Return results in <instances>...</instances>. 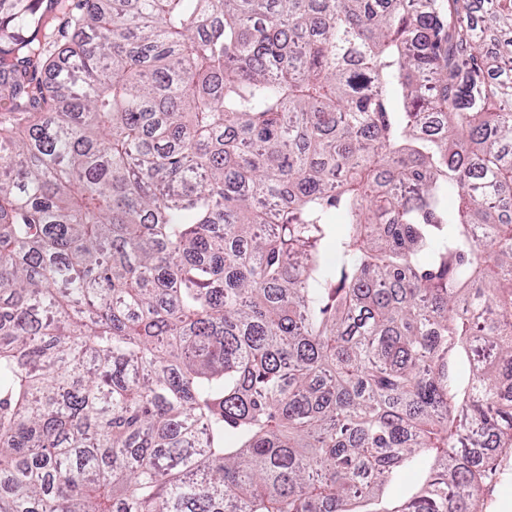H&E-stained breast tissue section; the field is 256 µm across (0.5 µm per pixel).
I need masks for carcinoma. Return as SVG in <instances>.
<instances>
[{
  "label": "carcinoma",
  "instance_id": "carcinoma-1",
  "mask_svg": "<svg viewBox=\"0 0 512 512\" xmlns=\"http://www.w3.org/2000/svg\"><path fill=\"white\" fill-rule=\"evenodd\" d=\"M509 211L512 0H0V512H477Z\"/></svg>",
  "mask_w": 512,
  "mask_h": 512
}]
</instances>
